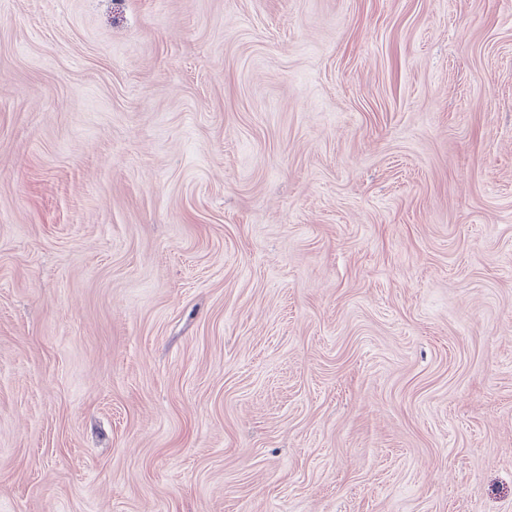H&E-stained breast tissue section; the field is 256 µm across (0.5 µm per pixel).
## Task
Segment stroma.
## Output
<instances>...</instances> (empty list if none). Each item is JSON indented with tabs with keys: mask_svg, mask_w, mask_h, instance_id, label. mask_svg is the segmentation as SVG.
<instances>
[{
	"mask_svg": "<svg viewBox=\"0 0 512 512\" xmlns=\"http://www.w3.org/2000/svg\"><path fill=\"white\" fill-rule=\"evenodd\" d=\"M0 512H512V0H0Z\"/></svg>",
	"mask_w": 512,
	"mask_h": 512,
	"instance_id": "stroma-1",
	"label": "stroma"
}]
</instances>
